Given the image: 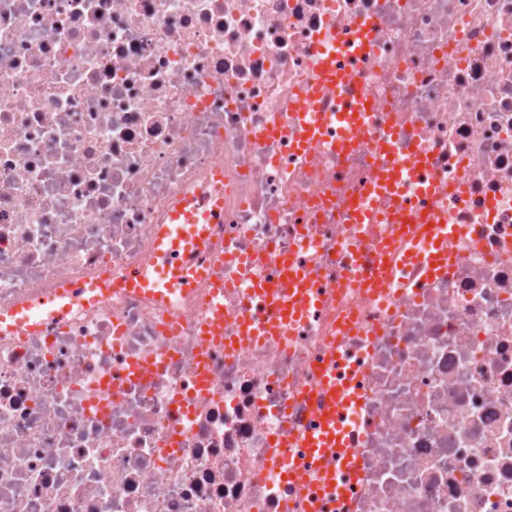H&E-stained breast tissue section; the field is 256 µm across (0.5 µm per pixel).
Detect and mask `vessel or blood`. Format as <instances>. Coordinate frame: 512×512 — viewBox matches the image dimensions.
<instances>
[{
  "mask_svg": "<svg viewBox=\"0 0 512 512\" xmlns=\"http://www.w3.org/2000/svg\"><path fill=\"white\" fill-rule=\"evenodd\" d=\"M350 82V75L337 67L333 54H326L320 59L316 78L319 89L333 97L343 92ZM309 109L312 116L301 131V141L307 148L320 143L322 136L318 113L323 106L314 101ZM367 110V104L357 101L349 109L330 112V120L336 121L347 132L346 137L337 143V151L350 149L353 135L365 125ZM430 163V158L418 157L405 166L377 168L370 190L375 194L396 191L411 173L428 167ZM222 207L221 200L206 195L191 194L183 198L171 213L168 223L157 229L156 248L151 259L144 269L128 274V284L168 298L187 292L198 280L207 277L208 269L196 263L195 254L202 244L207 225L217 221ZM388 221L408 225L410 241L425 239L429 242L424 252L406 251L399 260L400 265H414L425 275L438 274L447 268V241L457 232V225L447 223L434 210L405 208L399 199L394 200ZM282 265L284 280L278 287L254 282V291L274 308L275 316L262 325H247V335H279L287 325L301 320L318 305V297L307 286L306 270L287 258L283 259ZM111 292L112 286L106 281L67 286L57 295L0 313V334L39 329L46 323L64 318L74 305L105 302ZM340 361L339 355H332L330 365L318 374L315 383L317 426L293 435L290 441L291 447L305 449L309 460L308 468L299 478L301 486L314 483L320 488L318 497L311 499L308 512H320L321 501L325 498L335 502L338 512H346L349 501L343 477L358 467L357 433L345 424L344 418L356 414L360 395L350 380L337 377L336 365Z\"/></svg>",
  "mask_w": 512,
  "mask_h": 512,
  "instance_id": "1",
  "label": "vessel or blood"
}]
</instances>
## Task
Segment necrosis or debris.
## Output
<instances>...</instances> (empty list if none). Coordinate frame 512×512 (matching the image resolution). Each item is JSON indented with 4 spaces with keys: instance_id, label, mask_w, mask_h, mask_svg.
I'll use <instances>...</instances> for the list:
<instances>
[{
    "instance_id": "obj_1",
    "label": "necrosis or debris",
    "mask_w": 512,
    "mask_h": 512,
    "mask_svg": "<svg viewBox=\"0 0 512 512\" xmlns=\"http://www.w3.org/2000/svg\"><path fill=\"white\" fill-rule=\"evenodd\" d=\"M330 51L372 114L355 147L331 124L305 150ZM422 154L434 193L400 190L462 234L442 274L378 294L402 240L348 205ZM198 189L224 199L206 352L209 285H122ZM283 257L322 307L241 343ZM101 278L106 304L0 335V512H302L288 435L333 349L364 397L351 512H512V0H0V311Z\"/></svg>"
}]
</instances>
